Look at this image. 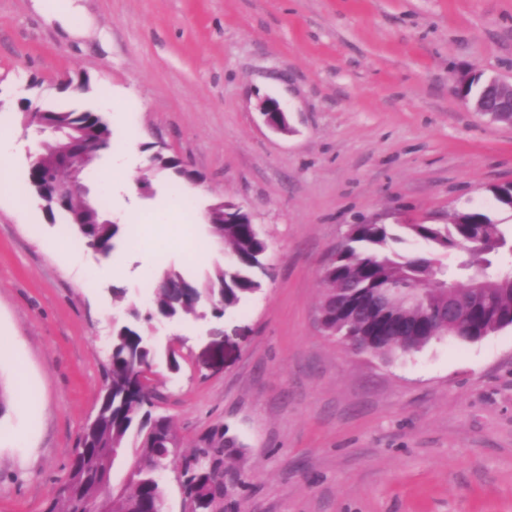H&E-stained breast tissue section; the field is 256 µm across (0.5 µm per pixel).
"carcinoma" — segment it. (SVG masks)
<instances>
[{"label": "carcinoma", "instance_id": "obj_1", "mask_svg": "<svg viewBox=\"0 0 512 512\" xmlns=\"http://www.w3.org/2000/svg\"><path fill=\"white\" fill-rule=\"evenodd\" d=\"M38 123L58 132H79L101 150L112 149L113 130L102 113L92 109L51 108L36 116ZM151 169L167 171L188 183L196 173L183 162L157 150L149 156ZM46 212L55 218L65 215L84 245L96 252L110 254L120 235L121 224L101 223L106 203L92 211L71 203L63 210L41 195ZM206 220L214 236L224 241L228 259L217 267L201 285L188 282L180 273L164 272L157 289L155 315L186 318L195 312L193 302H201L218 293L223 294L224 309L238 306L261 287L255 276L257 261L266 251V242L255 225L243 219L235 223L224 220V206L206 211ZM412 237L431 246L426 255L409 257L396 245L404 238L394 232L391 224H354L336 252V261L324 276L326 292L322 304L336 309V300L349 291L379 294L385 298L389 315L407 325L418 327L413 336L385 331L367 314L348 323V330L359 344L381 355L418 349L439 335L468 340L481 330L512 321V271L500 272L490 256L501 250L512 251V237L483 211L465 209L457 212L450 224H407ZM454 256L455 269L464 272L473 268L485 279L480 289L483 312L470 314L460 306V321L444 319L448 297H466L470 284L448 280L449 266L442 257ZM155 351L141 331L132 324H121L112 333V355L105 373L102 404L98 423L82 431L75 448L77 470L88 475L79 487L87 497L100 490L99 477L107 472L106 461L97 452L111 448L116 457L133 462L123 490L113 493L111 512H150L163 498V488L155 479L159 462L166 460L171 449L164 447L163 436L175 430L170 419L142 407L154 403L155 395L146 385H139L135 376L138 366H150ZM69 482H64L49 502L46 512H74L70 500L64 498ZM216 498L201 477L193 487L191 501L196 512H208Z\"/></svg>", "mask_w": 512, "mask_h": 512}]
</instances>
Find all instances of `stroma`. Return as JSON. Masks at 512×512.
<instances>
[{"mask_svg":"<svg viewBox=\"0 0 512 512\" xmlns=\"http://www.w3.org/2000/svg\"><path fill=\"white\" fill-rule=\"evenodd\" d=\"M50 3L74 12L62 21L33 0H0V130L12 142L0 198V512H44L66 479L101 406L112 325L155 299L154 278L138 272L145 250L198 284L224 262L220 251L200 267L175 257L205 224L135 236L175 192L149 171L145 144L203 176L193 208L238 204L268 244L260 290L223 317L140 324L157 347V410L179 438L164 512H192L180 475L199 459L224 481L210 512H512V326L387 358L345 348L318 316L323 269L351 225L447 224L473 207L512 228L489 192L512 184V124L452 93L466 74L512 83V0ZM33 78L38 106L100 108L132 153L108 203L123 230L111 256L48 217L28 185L41 135L15 102ZM271 99L289 132L264 124Z\"/></svg>","mask_w":512,"mask_h":512,"instance_id":"obj_1","label":"stroma"}]
</instances>
